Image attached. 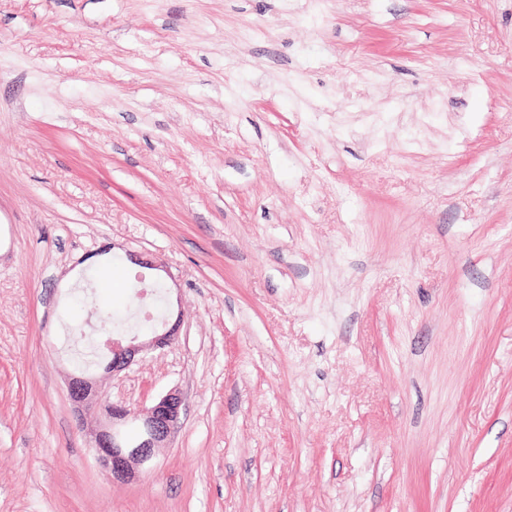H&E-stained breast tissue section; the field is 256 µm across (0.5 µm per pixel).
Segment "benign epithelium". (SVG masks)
Wrapping results in <instances>:
<instances>
[{
  "label": "benign epithelium",
  "mask_w": 512,
  "mask_h": 512,
  "mask_svg": "<svg viewBox=\"0 0 512 512\" xmlns=\"http://www.w3.org/2000/svg\"><path fill=\"white\" fill-rule=\"evenodd\" d=\"M179 327L177 320L161 331H153L145 340L137 336L106 337L103 341L108 353L105 372L115 375L134 364L140 353L171 345L178 339ZM68 393L79 414L103 412L106 423L94 430L91 450L96 462L117 482L135 479L139 467L151 462L156 450L170 443L184 410L182 394L176 388L158 396L143 410L103 402L99 398L97 378L92 373L71 376Z\"/></svg>",
  "instance_id": "benign-epithelium-1"
}]
</instances>
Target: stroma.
Here are the masks:
<instances>
[{
	"label": "stroma",
	"mask_w": 512,
	"mask_h": 512,
	"mask_svg": "<svg viewBox=\"0 0 512 512\" xmlns=\"http://www.w3.org/2000/svg\"><path fill=\"white\" fill-rule=\"evenodd\" d=\"M133 253L179 337L100 392L185 409L119 483ZM0 512H512V0H0ZM68 393L80 416L103 412L106 423L92 432L91 450L96 462L117 482L135 479L139 467L151 462L156 450L170 443L184 410V400L177 388L159 395L143 410L102 402L97 378L92 373L72 375ZM132 424L136 433L129 435L125 428Z\"/></svg>",
	"instance_id": "1"
}]
</instances>
